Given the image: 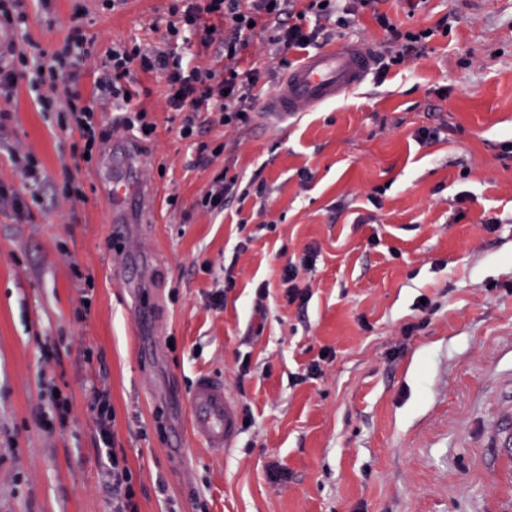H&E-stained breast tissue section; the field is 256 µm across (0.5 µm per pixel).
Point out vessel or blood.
Wrapping results in <instances>:
<instances>
[{
	"mask_svg": "<svg viewBox=\"0 0 512 512\" xmlns=\"http://www.w3.org/2000/svg\"><path fill=\"white\" fill-rule=\"evenodd\" d=\"M368 41L337 40L305 55L289 69L281 83L262 104V121L282 126L288 120L321 105L335 102L366 83L373 70ZM145 151L113 141L112 154L102 163L101 178L112 193V234L124 236L135 216L156 208L150 190L137 180L146 164ZM173 404L189 402L191 431L211 451L230 447L238 433V413L234 401L221 383L203 376L197 379L188 397L170 392Z\"/></svg>",
	"mask_w": 512,
	"mask_h": 512,
	"instance_id": "1",
	"label": "vessel or blood"
}]
</instances>
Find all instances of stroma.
<instances>
[{
    "mask_svg": "<svg viewBox=\"0 0 512 512\" xmlns=\"http://www.w3.org/2000/svg\"><path fill=\"white\" fill-rule=\"evenodd\" d=\"M84 4L100 51L165 41L170 0H126L113 12ZM382 8L406 28L459 21L409 67L282 127L255 116L184 139L163 81L138 74L131 105L155 126L138 141L150 155L140 181L158 213L128 241L106 222L102 155L82 169L77 210L22 182L8 147L33 152L61 187L72 141L26 92L7 104L0 183L29 210L21 223L0 213V512H110L90 410L103 387L140 512H165L169 498L179 512H493L499 474L512 471V456L490 444L512 418V157L501 150L512 138V0ZM423 127L439 128L438 141L421 146ZM200 141L215 151L205 165ZM224 171L245 198L208 211L199 201ZM376 188L377 207L367 199ZM309 250L315 265L299 283L310 299L288 304L281 268ZM131 252L153 273L133 290L121 263ZM228 264L234 288L223 309L206 307ZM423 297L437 309L422 314ZM143 304L163 332L141 321ZM421 318L426 326L403 338ZM47 343L57 349L49 362ZM147 345L154 358L143 357ZM324 349L333 358L322 377L293 384ZM201 376L252 415L220 456L191 435L188 407L165 399ZM49 385L72 404L50 429ZM273 461L287 482H269Z\"/></svg>",
    "mask_w": 512,
    "mask_h": 512,
    "instance_id": "35a3bbf8",
    "label": "stroma"
}]
</instances>
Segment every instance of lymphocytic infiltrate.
I'll use <instances>...</instances> for the list:
<instances>
[{"mask_svg":"<svg viewBox=\"0 0 512 512\" xmlns=\"http://www.w3.org/2000/svg\"><path fill=\"white\" fill-rule=\"evenodd\" d=\"M381 0H175L169 8L170 37L199 38L203 44H219L224 68L216 72L195 65L174 50L116 45L99 54L94 37L86 31L85 13L73 8L62 21L63 37L56 48L46 50L27 34L28 9L51 13L54 0H0V27L8 28L13 41L0 58V100L11 101L26 89L37 111L59 113L60 124L70 138L81 142L86 153L98 152L103 134L96 114L105 107L122 112L124 123L138 132L152 130L146 110L131 108L128 96L136 72L155 73L166 83L168 110L183 116L180 134L194 139L202 120L218 113L220 124L246 123L254 108L261 73L241 69V54L258 31H270V41L281 55L299 53L328 42L331 28L345 29L355 16L370 14L385 33L376 53L379 74L418 60L440 29L404 28L380 9ZM100 58L101 70L92 88H85L86 65ZM91 410L103 444L106 473L112 478V512H139L135 476L125 456L111 447L114 418L108 391L93 392Z\"/></svg>","mask_w":512,"mask_h":512,"instance_id":"f902f5d3","label":"lymphocytic infiltrate"}]
</instances>
